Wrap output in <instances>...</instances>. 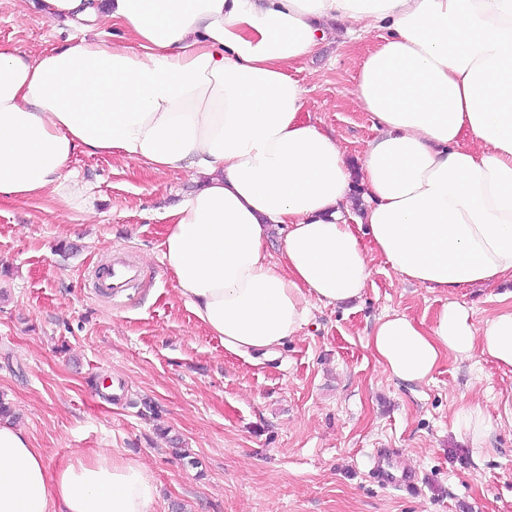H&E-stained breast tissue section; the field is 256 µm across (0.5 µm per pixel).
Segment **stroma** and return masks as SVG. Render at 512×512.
<instances>
[{
    "label": "stroma",
    "instance_id": "1",
    "mask_svg": "<svg viewBox=\"0 0 512 512\" xmlns=\"http://www.w3.org/2000/svg\"><path fill=\"white\" fill-rule=\"evenodd\" d=\"M70 32L30 0H0V43L38 54L67 46ZM376 43L328 38L296 74L309 121L351 159L374 135L351 90ZM69 167L85 205L0 199V395L50 469L102 448L135 458L158 487L153 512H512V424L501 418L512 369L448 357L411 384L367 347L381 315L429 325L444 295L377 257L363 297L315 306L276 359L232 355L162 261L165 214L190 191L188 174L81 149ZM113 260L141 277L107 299L93 272ZM506 291L455 298L480 327ZM470 400L499 420L477 461L456 420ZM380 448L416 471L418 491L370 478Z\"/></svg>",
    "mask_w": 512,
    "mask_h": 512
}]
</instances>
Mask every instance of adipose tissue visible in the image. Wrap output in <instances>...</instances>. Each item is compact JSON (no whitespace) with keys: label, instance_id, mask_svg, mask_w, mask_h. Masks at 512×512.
Wrapping results in <instances>:
<instances>
[{"label":"adipose tissue","instance_id":"1","mask_svg":"<svg viewBox=\"0 0 512 512\" xmlns=\"http://www.w3.org/2000/svg\"><path fill=\"white\" fill-rule=\"evenodd\" d=\"M43 4L73 43L39 55L0 43V198L51 191L73 206L79 148L185 170L196 187L168 213L163 260L226 351L276 354L312 307L360 299L379 256L448 297L428 327L378 318L368 346L385 373L422 383L477 351L512 368V305L479 329L455 298L512 279V0ZM92 21L121 27L124 42ZM332 22L380 39L352 89L375 132L356 178L336 138L303 118L293 75ZM157 496L138 460L104 450L53 471L0 419V512H152Z\"/></svg>","mask_w":512,"mask_h":512}]
</instances>
